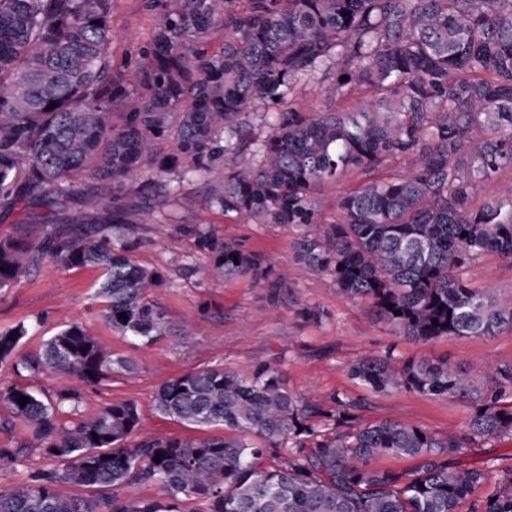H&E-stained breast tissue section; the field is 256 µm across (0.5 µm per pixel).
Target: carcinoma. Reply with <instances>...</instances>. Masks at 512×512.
I'll return each instance as SVG.
<instances>
[{
    "label": "carcinoma",
    "mask_w": 512,
    "mask_h": 512,
    "mask_svg": "<svg viewBox=\"0 0 512 512\" xmlns=\"http://www.w3.org/2000/svg\"><path fill=\"white\" fill-rule=\"evenodd\" d=\"M159 6L152 41L115 69L112 0H0V215L16 213L20 224L0 238V288L45 257L100 268L105 321L144 345L157 341L176 330L146 299L164 275L128 257L129 227L147 223L144 204L168 206L184 183L221 169L206 204L237 222L296 229L295 267L182 227L213 277H248L278 306L300 274H325L374 321L415 340L512 330V293L492 296L463 278L486 253L512 261V192L475 204L512 169V0ZM215 26L224 28L217 49L208 41ZM299 85L319 88L325 109L296 106ZM362 88L374 91L373 107L339 104ZM398 157L408 170L383 171ZM356 171L365 182L343 191L339 219L322 220V187ZM27 334L23 324L0 332L1 366L85 385L130 368L80 324L17 361ZM349 375L378 395L464 400L473 415L442 436L395 420L361 423L347 398L303 399L258 362L190 372L156 393L162 416L226 434L129 445L135 403L65 426L57 414L76 407L78 390L46 401L11 386L0 400L61 464L0 490V512H512V470L457 466L480 438L512 439V364L464 369L390 349ZM281 448L285 460L260 466ZM380 456L417 464L380 470ZM131 483L154 486L157 497L106 493ZM61 484L96 493L65 497ZM482 485L492 493L470 500Z\"/></svg>",
    "instance_id": "carcinoma-1"
}]
</instances>
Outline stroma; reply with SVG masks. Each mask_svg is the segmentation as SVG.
<instances>
[{"label": "stroma", "instance_id": "1", "mask_svg": "<svg viewBox=\"0 0 512 512\" xmlns=\"http://www.w3.org/2000/svg\"><path fill=\"white\" fill-rule=\"evenodd\" d=\"M158 11L150 0H114L112 8V63L121 66L136 58L152 39ZM205 183L185 185L172 205L173 220L139 224V243L132 259L161 271L166 283L155 289L157 302L172 325L190 322L189 337L168 336L144 345L112 329L100 316L103 299L95 295L100 272L93 268H64L45 259L30 268L10 288L0 289V331L20 324L29 333L19 345V355L35 354L43 340L72 323L84 325L109 354L127 358L131 366L117 370L100 384L85 387L78 408H64L60 423L97 413L121 401L135 402L140 432L156 437L200 438L204 432L172 421L155 409L159 387L174 377L207 368L241 371L263 359L278 368L289 389L303 396L329 401L341 395L360 402L363 420L391 419L442 435L465 428L471 410L448 398L430 399L400 392L378 396L349 374L358 359L383 355L387 350L405 359H447L468 366L484 359L512 364V332L493 336H443L420 342L367 318L365 305L337 293L330 278L312 274L302 279L292 301L269 306L263 289L249 279L215 280L209 262L193 237L181 233L184 225L215 232L237 241L243 249L264 254L280 264L293 260V231L272 224L234 223L204 204ZM471 286L493 294L512 292V262L487 254L463 272ZM319 307L322 322L305 320L304 307ZM0 448L16 451L15 460L0 462V489L54 468L56 462L35 441L22 422L10 419L0 402ZM466 467L512 468V440L487 437L461 455Z\"/></svg>", "mask_w": 512, "mask_h": 512}]
</instances>
